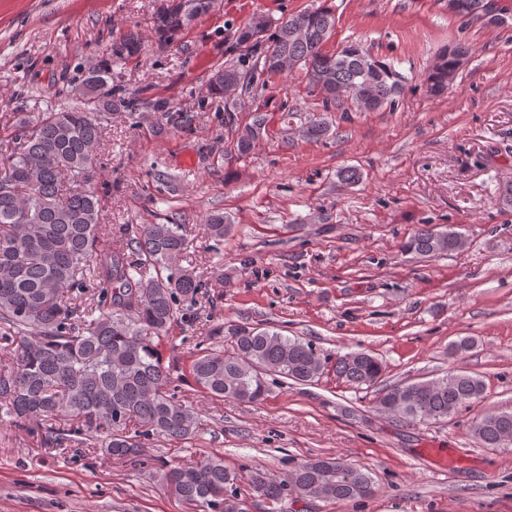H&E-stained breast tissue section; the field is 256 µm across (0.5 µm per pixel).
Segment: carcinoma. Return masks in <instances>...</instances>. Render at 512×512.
I'll return each mask as SVG.
<instances>
[{
	"mask_svg": "<svg viewBox=\"0 0 512 512\" xmlns=\"http://www.w3.org/2000/svg\"><path fill=\"white\" fill-rule=\"evenodd\" d=\"M187 4L198 17L214 0H175L157 13L158 41L184 28ZM335 27V12L325 5L290 14L260 42L251 41L244 26L237 45L251 66L218 70L211 94L220 97L224 82L245 77L255 81L247 92L254 99L266 90L262 77L300 68L327 109L347 112L362 101L378 109L394 104L401 90L372 71L368 53L325 49ZM143 53L139 35H126L112 44V61L92 67L76 89L80 105L45 112L0 142V348L13 355V362L0 365V424L34 422L45 446L77 435L83 447L129 460L140 453V438L188 440L201 424L200 411L170 392L161 351L178 319L177 301L194 298L202 288L194 269L181 265L189 248L186 227L124 224L114 238L100 223V116L129 107V101L117 86L107 97L96 89L112 81V65ZM468 54L460 43L438 54L439 64L427 71V92H448V69ZM265 124L266 115L257 113L237 134L239 155L251 153L254 130ZM206 230L211 239L223 240L224 215H211ZM460 237L451 225L437 230L422 224L402 249L438 257L457 250ZM223 335V328H214L212 345L199 350L189 367L195 385L220 401L264 400L268 375L312 384L332 372L351 386L369 387L384 372L365 351L331 362L306 339L268 328L238 325L227 347ZM485 392L480 375L453 371L441 379L386 386L375 408L407 422H442L477 406ZM470 435L483 448L512 445V410L477 414ZM161 468L162 480L185 503L209 512H248L238 475L223 456L201 455L177 465L163 461ZM249 488L275 505L299 497L352 501L376 492L368 468L330 457L301 461L282 476L256 470Z\"/></svg>",
	"mask_w": 512,
	"mask_h": 512,
	"instance_id": "carcinoma-1",
	"label": "carcinoma"
}]
</instances>
